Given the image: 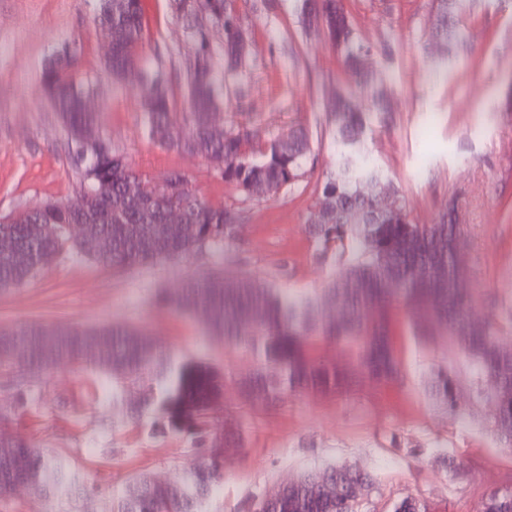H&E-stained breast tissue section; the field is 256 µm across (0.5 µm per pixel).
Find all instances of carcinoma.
<instances>
[{"label": "carcinoma", "mask_w": 512, "mask_h": 512, "mask_svg": "<svg viewBox=\"0 0 512 512\" xmlns=\"http://www.w3.org/2000/svg\"><path fill=\"white\" fill-rule=\"evenodd\" d=\"M97 2L99 25L112 30V59L104 70L111 78L129 67L144 70L140 104L153 140L168 150L203 157L224 181L250 196L273 194L299 178L310 154L303 131L267 139L245 123L215 136V71L203 31H196L200 47L186 66L187 111L175 112L168 86L142 57V0H125L126 8L118 14L109 13L107 0ZM233 2L179 0V9L224 24V58L236 69L242 65L240 42L246 31L237 23ZM461 2L436 0L435 37L461 41ZM306 22L309 30L339 49L345 69L357 74L363 47L344 0H306ZM77 65V49L63 47L45 67L42 88L66 127L70 159L97 225L87 236L72 237L69 225L77 213L59 201L36 203L14 215L11 223L0 224V237L21 245L29 255L18 259L0 250V291L26 284L62 253L119 269L206 249L222 253L224 244L234 239L236 225L223 208L179 184L145 203L140 196L154 189L109 140L102 137L85 146V134L98 125V113L84 110L86 89ZM332 116L336 161L323 182L322 220L311 225L320 253L334 249L351 256L332 285L322 295L302 300L282 295L252 275L227 280L218 270L193 276L176 294L158 300L201 318L209 335L222 338L225 347L251 352L256 367L238 385L246 398L260 396L266 402L288 391L332 390L360 377L379 385L396 382L401 365L392 329L398 314L405 310L418 318L420 336L430 335L429 323H441L477 376L471 407L495 401L494 437L512 450V345L495 319L482 324L473 320V293L457 285L459 270L448 253V241L459 239L460 225L448 223L445 216L436 224L413 223L404 198L365 148L363 114L340 96ZM374 183L392 196L395 209H375L365 191ZM174 207L184 210L185 223L167 222ZM316 336L355 349L354 366L340 369L312 356L310 341ZM81 363L110 375L119 390L137 389L138 398L130 404L132 422L148 418L155 433L180 434L202 451L176 484L132 477L113 501L112 512H203L224 481V460L214 454L212 433V410L224 392V373L204 362L174 361L148 333L123 325L30 323L0 329V369L8 373L7 387L16 393L15 415L25 411L43 374ZM432 393L448 411L460 409L448 369L438 370ZM18 482L35 485L41 498L61 494L70 485L61 460L13 436L0 438V512H14L10 485ZM373 485L368 472L329 465L304 472L260 500L254 512H364L361 498ZM392 512L428 510L423 501L405 498ZM477 512H512V486L492 491Z\"/></svg>", "instance_id": "obj_1"}]
</instances>
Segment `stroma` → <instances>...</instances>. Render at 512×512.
<instances>
[{"instance_id": "stroma-1", "label": "stroma", "mask_w": 512, "mask_h": 512, "mask_svg": "<svg viewBox=\"0 0 512 512\" xmlns=\"http://www.w3.org/2000/svg\"><path fill=\"white\" fill-rule=\"evenodd\" d=\"M345 4L370 48L364 68L385 89L387 112L376 109L370 91L347 81L336 49L306 31L301 0H235L248 42L241 68L216 69L225 127L247 122L266 135L304 129L317 161L293 187L259 197L239 192L200 157L150 138L139 76L115 80L103 70L94 0H0V216L80 193L66 131L41 87L49 56L74 42L79 75L96 87L99 132L113 149L155 181L184 171L189 189L224 206L237 226L220 254L206 250L120 271L63 254L25 285L0 292V327L124 323L148 332L178 360L203 359L223 370L213 433L233 437L224 444V484L206 512H252L281 484L334 463L374 475L368 512H390L406 496L424 499L430 512H476L487 493L512 483V451L498 447L484 423L493 404L481 407L482 423L463 421L430 390L438 368L449 366L460 404L468 406V359L445 336L421 341L409 315L400 314L394 325L398 382L362 379L254 407L237 386L253 372V358L225 348L198 318L156 301L158 292H177L189 277L217 269L228 279L255 275L297 297L330 286L341 260L320 254L308 226L336 158L328 105L347 92L369 121L373 161L404 196L413 222L432 224L445 214L464 226L475 319L490 311L504 321L512 317V0H464L469 51L460 56L429 40L433 0ZM142 6L149 66L163 74L175 111H185L195 30L175 0H142ZM134 397L115 390L101 371L57 369L43 376L26 412L10 422L29 443L58 456L77 483L89 485L82 498L60 497L58 512H112L132 476L177 481L195 460L197 451L183 436H155L147 424L130 422L126 410ZM442 453L459 464L457 477L440 465Z\"/></svg>"}]
</instances>
